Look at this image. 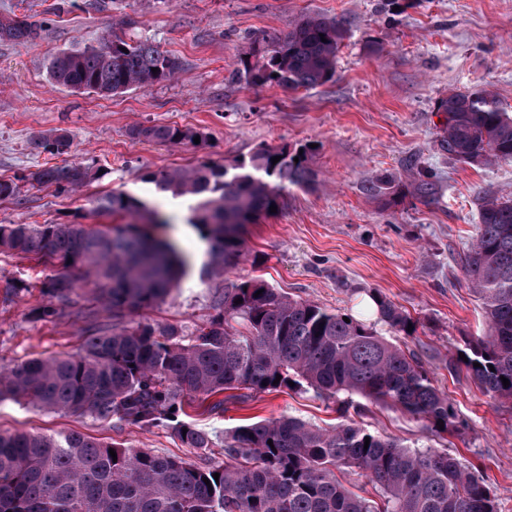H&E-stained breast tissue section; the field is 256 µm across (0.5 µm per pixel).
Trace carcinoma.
Masks as SVG:
<instances>
[{
    "instance_id": "1",
    "label": "carcinoma",
    "mask_w": 512,
    "mask_h": 512,
    "mask_svg": "<svg viewBox=\"0 0 512 512\" xmlns=\"http://www.w3.org/2000/svg\"><path fill=\"white\" fill-rule=\"evenodd\" d=\"M43 31L25 16L0 18V41L32 42ZM345 34L342 20L309 15L271 43L252 39L242 59L244 78L292 91L322 85L336 75ZM178 67L153 42L129 44L106 30L50 57L47 73L56 85L111 96L167 80ZM440 110L442 147L456 160L472 167L512 161V115L492 93L453 91ZM130 136L161 144L205 139L191 128L156 124L135 126ZM34 145L66 154L70 138L54 129ZM274 156L280 157L275 164ZM98 176L99 169L78 162L41 168L29 180L74 191ZM315 177L308 149L272 145L231 170L202 163L149 174L159 193L200 198L188 223L207 242L203 272L209 276L224 275L234 262L247 225L281 206L288 188L307 187ZM413 192L422 202L434 201L436 176L419 172ZM90 212L113 223L0 224L1 253L59 268L40 283L38 315L45 320L84 279L119 317L153 306L190 271L177 242L154 243L146 232L167 223L151 202L114 190L92 201ZM461 265L488 332L456 349L450 368L465 370L492 398L512 403L511 199L478 196V225ZM370 298L379 323L413 336L417 322L409 313L382 296ZM217 309L191 336L174 326L116 325L86 337L77 355L1 365L0 398L164 429L203 451L214 442L182 419L188 398L233 390L231 398L248 399L290 381L329 399L356 396L359 412L372 405L408 414L440 438L461 426L448 395L415 353L382 336L374 323L293 298L261 279L224 281ZM338 412L340 420L330 427L289 415L242 424L224 437V463L205 467L80 432H0V512H499L474 464L412 448L363 428L345 408ZM347 474L364 479L373 492L349 483Z\"/></svg>"
}]
</instances>
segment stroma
I'll return each instance as SVG.
<instances>
[{"label":"stroma","instance_id":"35a3bbf8","mask_svg":"<svg viewBox=\"0 0 512 512\" xmlns=\"http://www.w3.org/2000/svg\"><path fill=\"white\" fill-rule=\"evenodd\" d=\"M53 2L0 0V15H26L45 25L35 42H0V179L19 185L16 199L0 201V223H81L91 201L115 190L150 199L166 220L151 227V235L177 240L196 265L164 300L129 319L172 325L187 336L214 315L228 279L261 278L295 298L352 314L361 310V290L378 291L417 320L405 344L466 427L439 438L408 415L376 407L356 415V422L477 465L499 512H512V406L448 366L466 338L487 331L461 257L478 222V194L512 199V162L475 169L438 145L444 121L438 107L451 91L492 90L512 113V0H113L104 11L92 8L91 0H76L61 16L51 13ZM306 15L344 22L335 78L308 91L247 82L241 75L246 39L276 40ZM105 29L130 43L152 41L178 60V71L112 96L53 84L48 58ZM147 123L192 128L206 140L162 145L130 137L132 127ZM55 128L69 133L68 153L33 149L35 139ZM263 145L310 147L317 181L290 188L281 210L249 226L240 256L223 277L203 275L206 245L187 222L189 200L157 194L148 175L204 162L231 167ZM73 162L103 174L74 193L28 180L39 168ZM422 167L439 182L428 205L412 195ZM380 175L393 181L391 200L366 190ZM49 273L35 260L0 253V364L78 354L89 326L114 324L89 282L59 305L55 317L39 319L40 283ZM9 280L24 282L26 291L6 295ZM337 408L314 392L285 388L225 401L219 413L196 398L186 411L189 422L211 435L208 457L220 464L225 434L237 425L291 415L323 426L336 423ZM16 430L78 431L194 464L202 459L162 429L103 424L0 400V432Z\"/></svg>","mask_w":512,"mask_h":512}]
</instances>
